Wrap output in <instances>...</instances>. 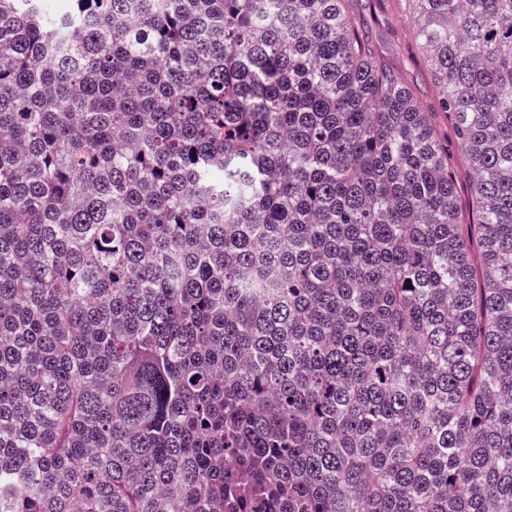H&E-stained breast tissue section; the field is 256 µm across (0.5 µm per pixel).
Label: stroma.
Segmentation results:
<instances>
[{"label": "stroma", "mask_w": 512, "mask_h": 512, "mask_svg": "<svg viewBox=\"0 0 512 512\" xmlns=\"http://www.w3.org/2000/svg\"><path fill=\"white\" fill-rule=\"evenodd\" d=\"M346 8L366 31L376 56L401 75L428 112L436 135L447 142L453 153L459 210L464 222H471V173L458 150L455 130L439 107V88L416 42L408 0H348Z\"/></svg>", "instance_id": "35a3bbf8"}]
</instances>
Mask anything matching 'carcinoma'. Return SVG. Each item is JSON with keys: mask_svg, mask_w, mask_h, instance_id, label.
<instances>
[{"mask_svg": "<svg viewBox=\"0 0 512 512\" xmlns=\"http://www.w3.org/2000/svg\"><path fill=\"white\" fill-rule=\"evenodd\" d=\"M473 173L346 0H0V512H512V0H409Z\"/></svg>", "mask_w": 512, "mask_h": 512, "instance_id": "carcinoma-1", "label": "carcinoma"}]
</instances>
